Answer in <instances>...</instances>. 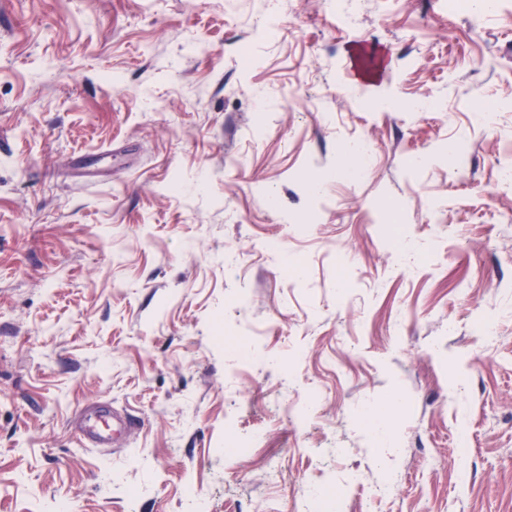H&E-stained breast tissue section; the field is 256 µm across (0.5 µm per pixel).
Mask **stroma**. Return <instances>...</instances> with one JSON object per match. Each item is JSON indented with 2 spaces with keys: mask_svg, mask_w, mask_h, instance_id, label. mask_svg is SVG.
I'll use <instances>...</instances> for the list:
<instances>
[{
  "mask_svg": "<svg viewBox=\"0 0 512 512\" xmlns=\"http://www.w3.org/2000/svg\"><path fill=\"white\" fill-rule=\"evenodd\" d=\"M360 2L0 0V512H512V0ZM104 400L139 425L84 447Z\"/></svg>",
  "mask_w": 512,
  "mask_h": 512,
  "instance_id": "obj_1",
  "label": "stroma"
}]
</instances>
